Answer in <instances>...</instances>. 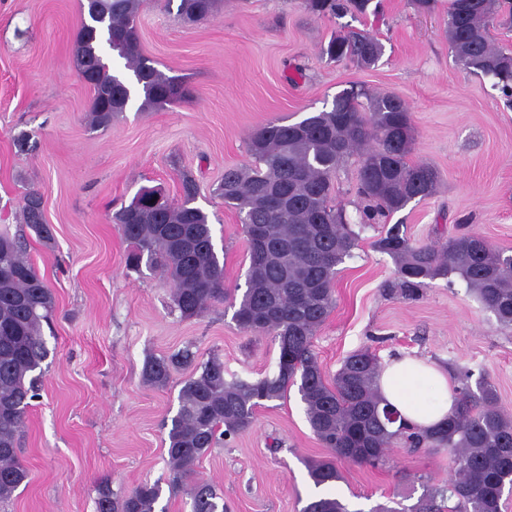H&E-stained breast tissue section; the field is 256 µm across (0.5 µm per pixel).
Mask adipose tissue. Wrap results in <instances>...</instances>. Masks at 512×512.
<instances>
[{"label": "adipose tissue", "instance_id": "obj_1", "mask_svg": "<svg viewBox=\"0 0 512 512\" xmlns=\"http://www.w3.org/2000/svg\"><path fill=\"white\" fill-rule=\"evenodd\" d=\"M377 388L402 416L422 426L442 421L454 403L447 371L419 357L391 359L377 379Z\"/></svg>", "mask_w": 512, "mask_h": 512}]
</instances>
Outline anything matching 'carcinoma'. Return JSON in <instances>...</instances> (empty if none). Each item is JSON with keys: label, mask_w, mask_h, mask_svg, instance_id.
<instances>
[{"label": "carcinoma", "mask_w": 512, "mask_h": 512, "mask_svg": "<svg viewBox=\"0 0 512 512\" xmlns=\"http://www.w3.org/2000/svg\"><path fill=\"white\" fill-rule=\"evenodd\" d=\"M143 0H94L88 20L77 32L74 64L93 91L90 123L112 125L131 98L128 82L110 72L104 61L109 49L124 60L142 87L141 109L171 103L186 94L175 78L156 69L139 48L136 20ZM372 0H304L318 17L348 12L365 15ZM509 4L504 23L512 24V0H451L448 43L455 61L468 73L498 80L512 93V53L490 39L489 21ZM216 0H180L179 16L188 24L214 17ZM321 54L332 62L348 60L358 67L375 66L383 44L364 31L348 30L330 37ZM413 134L405 102L390 93L367 94L355 86L336 94L330 109L302 120L270 121L247 142L252 164L228 168L217 188L224 206L241 219L248 243L249 266L241 298L224 288V264L215 251L208 215L194 206L196 183L181 176V203L161 190H141L115 213L125 239L134 246L129 269L146 267L169 282L175 309L182 319L199 318L215 301L231 300L233 319L251 334L277 342L273 374L256 379L224 373L213 357L196 362L186 347L163 356H149L143 380L158 388L172 374L189 371L179 390V409L171 420L167 448L169 492L195 474L200 460L224 439L249 429L256 411L282 400L298 387L307 422L331 455L306 463L314 487L341 479L337 461L346 459L377 468L388 449L402 445L448 453V482L426 490L411 506L379 507L370 512H501L504 488L512 493V414L499 402L496 386L480 374L460 373L455 409L434 427H419L399 417L381 397L376 380L382 365L376 354L356 351L342 361L333 379L326 377L313 352V340L335 308L337 267L352 255L358 234L332 205L333 178L349 158L359 157L357 194L361 223L374 224L404 209L409 202L432 196L439 174L432 166L411 162ZM24 220L39 240L49 244L41 199L25 198ZM265 230L266 262L253 245L252 228ZM395 262L396 287L402 295H418L425 281L459 276L504 328H512V255L484 238L462 234L441 246L417 244L399 225L375 243ZM54 308L52 289L37 273L21 236L0 233V500L9 498L27 478L18 460L20 432L31 401L38 396L48 349L42 322ZM162 486L142 483L122 493L100 482L97 512H156ZM190 512H224L216 486L194 482ZM302 512H352L341 498L316 496Z\"/></svg>", "instance_id": "cac0c4a2"}]
</instances>
